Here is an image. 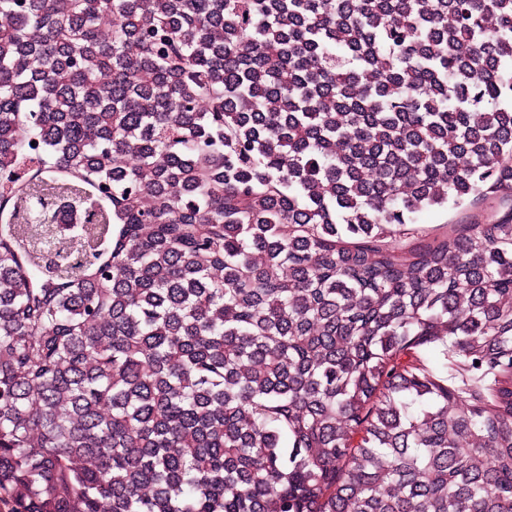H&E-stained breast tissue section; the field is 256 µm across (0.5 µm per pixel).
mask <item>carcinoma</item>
Returning <instances> with one entry per match:
<instances>
[{
    "label": "carcinoma",
    "mask_w": 512,
    "mask_h": 512,
    "mask_svg": "<svg viewBox=\"0 0 512 512\" xmlns=\"http://www.w3.org/2000/svg\"><path fill=\"white\" fill-rule=\"evenodd\" d=\"M3 215L0 503L512 512V0H0ZM501 216V208L493 197L486 198L475 204L465 201L459 207L429 209L418 215L416 226L428 233H438L451 224H469L477 219L483 224H491Z\"/></svg>",
    "instance_id": "obj_1"
}]
</instances>
